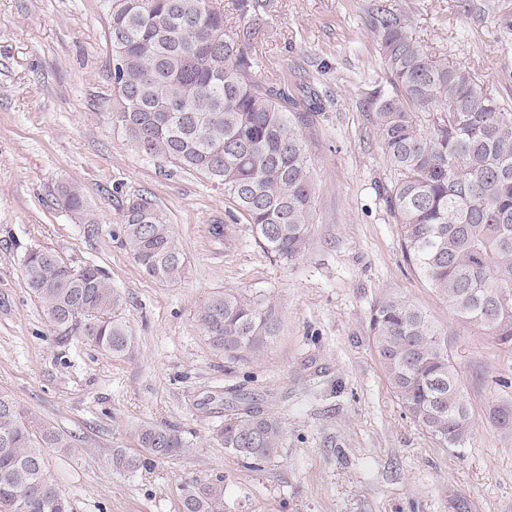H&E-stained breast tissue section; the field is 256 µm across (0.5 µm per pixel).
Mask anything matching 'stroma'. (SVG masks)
Listing matches in <instances>:
<instances>
[{
  "mask_svg": "<svg viewBox=\"0 0 512 512\" xmlns=\"http://www.w3.org/2000/svg\"><path fill=\"white\" fill-rule=\"evenodd\" d=\"M374 3L266 0L262 12L256 77L295 96L316 87L324 105L303 129L310 245L288 263L256 242L223 190L138 153L113 125L108 0H0V389L71 442L48 449L47 466L75 512H180V487L196 476L223 477L225 512H512V434L489 415L512 403V350L459 322L403 256L390 166L361 107L388 86ZM389 5L413 37L512 103V0ZM60 182L80 187L94 223L55 203ZM140 195L182 246L179 283L149 277L124 243L123 208ZM29 248L106 272L125 355L51 325L24 278ZM227 288H262L277 304V334L256 361H228L195 320ZM390 292L448 335L474 423L464 448L440 447L388 383L369 315ZM236 389L287 432L256 468L214 437ZM146 425L181 431L188 451L113 469V449L139 453Z\"/></svg>",
  "mask_w": 512,
  "mask_h": 512,
  "instance_id": "stroma-1",
  "label": "stroma"
}]
</instances>
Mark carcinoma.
Instances as JSON below:
<instances>
[{"mask_svg":"<svg viewBox=\"0 0 512 512\" xmlns=\"http://www.w3.org/2000/svg\"><path fill=\"white\" fill-rule=\"evenodd\" d=\"M212 2L111 0L112 124L137 151L223 187L261 247L290 263L310 244L312 163L302 128L322 106L310 87L300 101L285 85L256 78L262 0H230L227 11ZM370 26L390 89L364 107L394 170L389 207L405 258L461 323L512 350V106L469 69L430 52L388 5H373ZM54 198L95 223L76 185L58 184ZM122 232L148 276L169 284L184 278L183 249L151 200L128 199ZM23 268L53 327L78 332L114 357L128 351L129 336L112 319L119 297L100 268L32 248ZM196 321L214 348L239 362L270 345L278 315L264 290L226 288L198 307ZM369 326L406 413L440 445L463 447L473 420L448 337L395 293L373 305ZM230 411L215 434L238 458L258 466L285 446L281 420L251 407L248 396ZM491 415L512 434L511 404ZM138 440L147 457L118 448L113 468L133 473L187 450L173 428L144 426ZM46 448L71 443L53 424L33 423L0 389V512H73L48 470ZM181 505L182 512H224V478L184 481Z\"/></svg>","mask_w":512,"mask_h":512,"instance_id":"cac0c4a2","label":"carcinoma"}]
</instances>
